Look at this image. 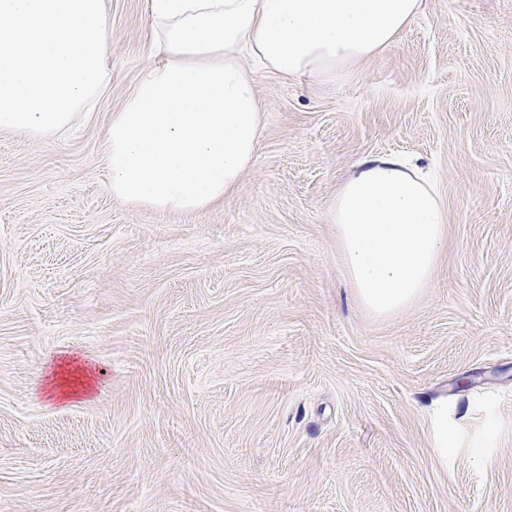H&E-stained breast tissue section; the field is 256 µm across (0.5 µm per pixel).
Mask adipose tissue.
<instances>
[{
  "instance_id": "1",
  "label": "adipose tissue",
  "mask_w": 512,
  "mask_h": 512,
  "mask_svg": "<svg viewBox=\"0 0 512 512\" xmlns=\"http://www.w3.org/2000/svg\"><path fill=\"white\" fill-rule=\"evenodd\" d=\"M151 52L106 129L115 199L199 212L252 167L263 112L253 59L336 81L390 46L422 0H147ZM359 298L386 315L430 284L445 245L440 194L406 158L359 160L330 209Z\"/></svg>"
}]
</instances>
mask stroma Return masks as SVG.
I'll list each match as a JSON object with an SVG mask.
<instances>
[{"instance_id":"obj_1","label":"stroma","mask_w":512,"mask_h":512,"mask_svg":"<svg viewBox=\"0 0 512 512\" xmlns=\"http://www.w3.org/2000/svg\"><path fill=\"white\" fill-rule=\"evenodd\" d=\"M107 22L94 109L0 130V512H512V0H424L330 86L257 74L255 162L196 213L112 196L146 0ZM388 153L429 170L447 246L378 317L329 209ZM66 362L87 393L51 391Z\"/></svg>"}]
</instances>
